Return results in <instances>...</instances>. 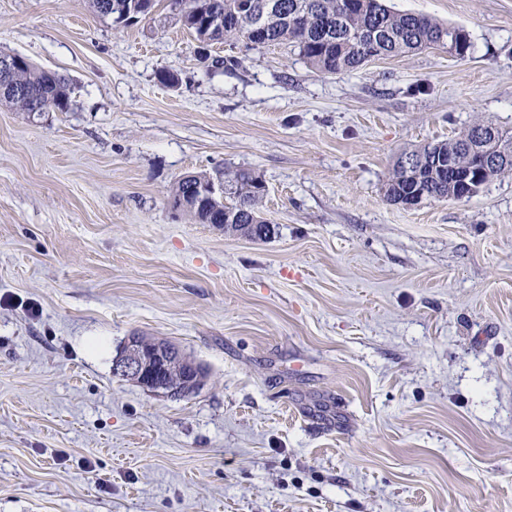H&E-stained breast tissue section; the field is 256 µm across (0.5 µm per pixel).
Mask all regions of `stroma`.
I'll return each mask as SVG.
<instances>
[{"mask_svg": "<svg viewBox=\"0 0 512 512\" xmlns=\"http://www.w3.org/2000/svg\"><path fill=\"white\" fill-rule=\"evenodd\" d=\"M464 29L320 73L216 44L165 4L0 0V52L72 84L0 105V512H512V173L465 200H386L398 155L512 131V0H387ZM174 73L168 85L160 72ZM247 168L255 241L166 204ZM204 364L174 399L116 376L129 336ZM159 0H92L95 11L110 17L115 27H128L146 18ZM137 21V22H134Z\"/></svg>", "mask_w": 512, "mask_h": 512, "instance_id": "stroma-1", "label": "stroma"}]
</instances>
